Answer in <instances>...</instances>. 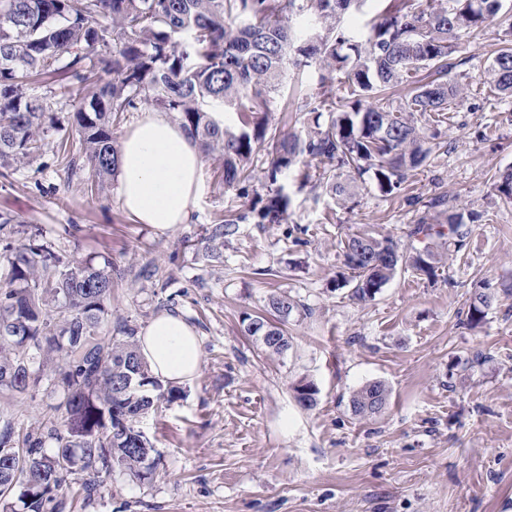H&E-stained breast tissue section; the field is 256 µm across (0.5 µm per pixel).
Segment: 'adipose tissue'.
Returning a JSON list of instances; mask_svg holds the SVG:
<instances>
[{
    "instance_id": "ef3b65f1",
    "label": "adipose tissue",
    "mask_w": 512,
    "mask_h": 512,
    "mask_svg": "<svg viewBox=\"0 0 512 512\" xmlns=\"http://www.w3.org/2000/svg\"><path fill=\"white\" fill-rule=\"evenodd\" d=\"M202 157L166 113L147 112L118 148V194L134 223L163 233L186 223L199 189ZM138 349L154 376L179 384L197 373L201 339L185 317L155 316L138 335Z\"/></svg>"
}]
</instances>
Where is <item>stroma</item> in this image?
<instances>
[{
  "label": "stroma",
  "instance_id": "stroma-1",
  "mask_svg": "<svg viewBox=\"0 0 512 512\" xmlns=\"http://www.w3.org/2000/svg\"><path fill=\"white\" fill-rule=\"evenodd\" d=\"M497 43L494 25L462 37L464 97L447 123L424 126L439 146L404 195L369 181L343 203L291 170L279 179L285 222L240 225L211 268L195 247L203 226L251 203L218 186L217 160L203 162L189 222L163 235L131 221L117 178L92 188L87 172L68 176L55 141L0 177V212L39 225L65 253L107 254L122 271L113 321L142 329L174 309L202 341L181 398L141 421L162 457L156 475L113 473L111 495L74 496L67 512H512V204L494 190L512 169V97L488 98L480 85ZM323 74L289 69L271 126L303 133L308 115L296 103L321 96ZM439 194L463 216V247L433 277L402 268L372 301L351 299L345 240L365 233L403 252L423 248L409 200ZM148 262L155 279L138 281ZM274 290L299 307L285 325L290 349L271 357L242 318ZM479 291L495 301L473 326L466 314ZM302 378L318 390L309 409L292 390ZM372 381L388 386V401L357 417L350 397ZM55 402L46 378L35 396H0V417L23 429Z\"/></svg>",
  "mask_w": 512,
  "mask_h": 512
}]
</instances>
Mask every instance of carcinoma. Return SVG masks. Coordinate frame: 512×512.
<instances>
[{
  "label": "carcinoma",
  "mask_w": 512,
  "mask_h": 512,
  "mask_svg": "<svg viewBox=\"0 0 512 512\" xmlns=\"http://www.w3.org/2000/svg\"><path fill=\"white\" fill-rule=\"evenodd\" d=\"M363 0H0V176L40 156L50 136L64 144L75 136L81 151L66 156L71 175L88 170L102 181L117 172L114 130L144 107L169 112L204 157L222 160L221 182L242 186L255 179V155L269 145V179L277 182L299 164H320L318 180L347 170L369 176L386 195L398 193L409 173L434 147L418 118L439 123L464 93L456 73L459 40L486 28L500 14L494 0H399L400 5L357 33L342 25ZM483 76L491 94L512 95V25ZM317 62L340 71V114L326 127L303 135L269 126L288 69ZM109 75L95 78L97 66ZM66 87L92 86L68 118L44 122L48 108L28 94L42 74ZM323 99H303L299 112H321L336 97L324 83ZM233 112L229 130L217 119ZM498 196L512 202V170L498 176ZM290 198L284 186L266 198L203 229L200 242L220 258L239 225L281 224ZM432 198L411 235L425 240L465 237L462 217ZM0 249L8 272L0 284V393L35 392L51 373L60 401L54 414L24 432L7 420L0 426V454L14 455L11 478L0 475V512H66L64 490L78 483L89 502L103 496L107 478L119 471L136 481L152 478L161 463L138 427L149 412L168 408L182 395L151 373L136 343V328L112 324V261L89 255L68 258L36 227L0 213ZM352 271L351 296L366 302L403 265L432 277L438 252L430 245L399 253L386 237L357 234L344 244ZM494 298L478 294L470 322L479 324ZM267 310L281 322L298 302L272 293ZM246 332L271 355L290 348L284 330L270 319L247 314ZM296 398L312 407L317 389L305 379ZM388 388L372 381L350 399L355 415L382 410Z\"/></svg>",
  "instance_id": "cac0c4a2"
}]
</instances>
